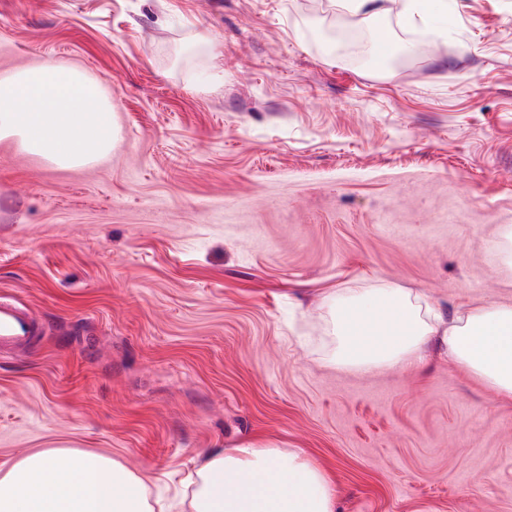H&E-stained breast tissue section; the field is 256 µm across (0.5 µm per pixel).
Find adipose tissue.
<instances>
[{
    "mask_svg": "<svg viewBox=\"0 0 512 512\" xmlns=\"http://www.w3.org/2000/svg\"><path fill=\"white\" fill-rule=\"evenodd\" d=\"M112 106L97 82L52 61L0 79V139L79 166L112 145ZM340 347L331 361L354 371L416 367L439 339L450 359L496 398L512 401V305L491 303L431 322L418 298L382 285L326 299ZM191 512H334V481L301 452L253 440L209 454L195 471ZM0 512H151L143 481L107 456L40 452L0 471Z\"/></svg>",
    "mask_w": 512,
    "mask_h": 512,
    "instance_id": "obj_1",
    "label": "adipose tissue"
}]
</instances>
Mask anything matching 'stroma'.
<instances>
[{
    "mask_svg": "<svg viewBox=\"0 0 512 512\" xmlns=\"http://www.w3.org/2000/svg\"><path fill=\"white\" fill-rule=\"evenodd\" d=\"M330 0H0V78L101 82L116 139L63 168L0 140V296L41 344L0 357V467L112 457L148 492L257 438L335 477V512H512V404L431 346L332 366L328 289L445 319L512 304V0L364 21Z\"/></svg>",
    "mask_w": 512,
    "mask_h": 512,
    "instance_id": "stroma-1",
    "label": "stroma"
}]
</instances>
